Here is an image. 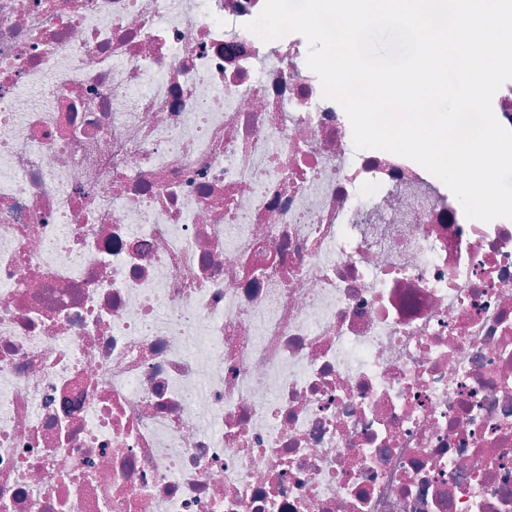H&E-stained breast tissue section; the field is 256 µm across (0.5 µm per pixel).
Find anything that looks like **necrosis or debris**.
<instances>
[{"mask_svg": "<svg viewBox=\"0 0 512 512\" xmlns=\"http://www.w3.org/2000/svg\"><path fill=\"white\" fill-rule=\"evenodd\" d=\"M264 3L0 0V512H512V220Z\"/></svg>", "mask_w": 512, "mask_h": 512, "instance_id": "obj_1", "label": "necrosis or debris"}]
</instances>
